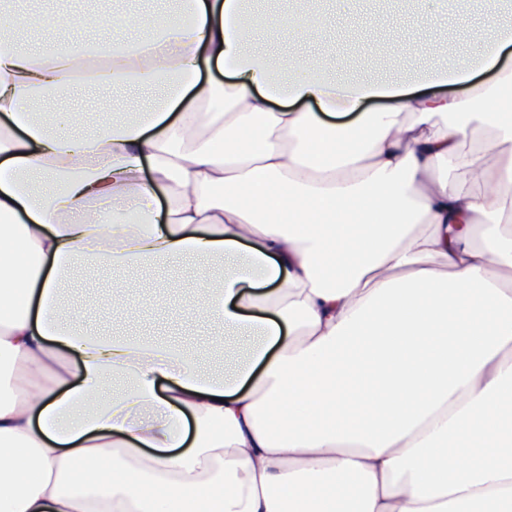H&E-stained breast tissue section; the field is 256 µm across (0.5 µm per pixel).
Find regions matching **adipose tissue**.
<instances>
[{
  "label": "adipose tissue",
  "instance_id": "obj_1",
  "mask_svg": "<svg viewBox=\"0 0 512 512\" xmlns=\"http://www.w3.org/2000/svg\"><path fill=\"white\" fill-rule=\"evenodd\" d=\"M186 3L104 71L21 54L0 15V512H512V27L489 23L490 81L348 84L298 56L318 20L258 16L282 82L245 0ZM164 72L159 109L86 138L26 107ZM483 128L492 167L460 151ZM46 171L60 189L34 197ZM176 256L232 262L181 313L259 329L229 377L59 309L75 267Z\"/></svg>",
  "mask_w": 512,
  "mask_h": 512
}]
</instances>
